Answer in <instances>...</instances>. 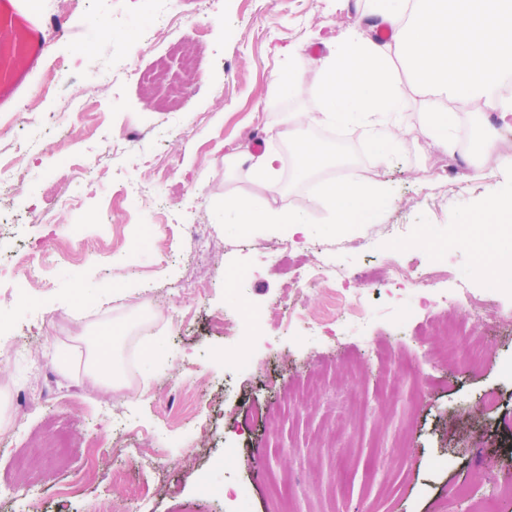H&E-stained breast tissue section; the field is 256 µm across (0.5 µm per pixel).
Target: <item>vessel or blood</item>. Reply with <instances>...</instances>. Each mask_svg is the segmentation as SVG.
Masks as SVG:
<instances>
[{
    "label": "vessel or blood",
    "mask_w": 512,
    "mask_h": 512,
    "mask_svg": "<svg viewBox=\"0 0 512 512\" xmlns=\"http://www.w3.org/2000/svg\"><path fill=\"white\" fill-rule=\"evenodd\" d=\"M41 24L27 16L20 0H0V105L12 99L37 68Z\"/></svg>",
    "instance_id": "b4317fda"
}]
</instances>
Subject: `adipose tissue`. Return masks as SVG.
<instances>
[{"label": "adipose tissue", "instance_id": "obj_1", "mask_svg": "<svg viewBox=\"0 0 512 512\" xmlns=\"http://www.w3.org/2000/svg\"><path fill=\"white\" fill-rule=\"evenodd\" d=\"M366 9L393 28L392 39L379 41L350 29L334 41L318 69L324 122L364 127L378 162H386L403 135L393 121L402 107L396 64L404 65L422 98L424 134L447 150L456 147V104L478 102L500 119L512 116V101L500 94L502 78L512 77V0H366ZM285 137L299 170L324 162V149L309 138L304 115L294 117ZM225 161L247 166L256 194L277 192L278 152L256 155L245 149ZM323 196L334 224L350 226L367 222L388 190L380 181L353 178L326 185ZM224 221L267 224L292 236L305 232L311 219L301 211L259 208L228 197Z\"/></svg>", "mask_w": 512, "mask_h": 512}]
</instances>
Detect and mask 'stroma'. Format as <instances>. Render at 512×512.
<instances>
[{"label": "stroma", "mask_w": 512, "mask_h": 512, "mask_svg": "<svg viewBox=\"0 0 512 512\" xmlns=\"http://www.w3.org/2000/svg\"><path fill=\"white\" fill-rule=\"evenodd\" d=\"M53 17L44 32L38 67L8 106L0 109V142L24 145V182L0 199V324L11 329L16 358L0 360V378L11 380L19 403L34 404L17 441H0V512H19L26 485L14 467V451L36 455L43 476L37 512H91L97 498L117 512H476L480 502L512 485V453L500 445L512 430V378L500 362L512 359V303L487 294L499 312L495 326L471 328L453 344L458 359L435 360L443 345L425 335L427 318L401 320L384 279L388 262L431 269L448 266L458 281L478 284L487 276L468 249L458 246L460 219L477 215L488 192L512 196V170L493 188L471 178L474 148L493 113L475 122L470 107L457 109L459 139L447 186L430 171L442 149L420 131L421 98L402 82L400 123L407 130L386 163H378L364 129L313 124L328 158L348 170L376 169L392 199L380 203L367 223L351 232L364 241L351 250L329 222L320 193L307 177L281 172L275 208L308 212V250L287 246L265 224L249 229L224 221V199H245L254 188L247 170L227 169L225 154L283 146L281 130L298 113L319 115L322 76L315 65L329 44L349 29L372 31L364 0H144V12H172L165 34L142 43L127 39L128 24L116 20L109 37H94L97 18L112 0H47ZM203 39H196L197 30ZM197 44L199 64L181 103L167 106L160 89L128 77L159 61L177 67L175 49ZM294 58H287L289 48ZM70 59L69 69L50 72L52 55ZM112 67L116 80L89 81L90 72ZM300 78L291 89L271 94L287 69ZM54 91L41 94L45 81ZM37 112L68 113L62 129L38 126ZM91 173H83L86 161ZM153 186L154 208L135 198L116 204L113 194ZM70 202L55 209L48 194ZM206 225L214 248L197 252L188 227ZM389 224L406 225L409 242L391 243ZM89 233L88 252L76 265L59 262L75 227ZM29 249L40 254L38 286L26 305L8 300L23 278L13 258ZM354 273L370 324L369 338L352 332L321 336L305 330L307 315H327L321 281L306 279L305 293L288 300L287 273L275 271L283 254ZM205 273L197 294L178 292L181 281ZM243 279L240 292L231 283ZM150 304L166 318L156 328L136 320ZM279 312L266 328L273 346L258 345L249 330L225 335L214 317L242 320L247 309ZM76 312L80 344L42 335L47 317ZM131 322L118 349L125 382L105 390L87 372L88 346L105 341L118 319ZM485 347L481 364L469 356L472 340ZM250 352L239 371L224 366V348ZM396 353L383 366L382 354ZM317 379L305 406L293 397ZM498 403L486 407V394ZM124 416L127 433L112 440V420L97 406ZM69 449L60 453L58 437ZM105 442L107 468L89 465L87 444ZM238 441L232 472L221 462L225 440ZM124 475L112 483L113 470ZM240 498L211 494V487L236 489Z\"/></svg>", "instance_id": "stroma-1"}]
</instances>
